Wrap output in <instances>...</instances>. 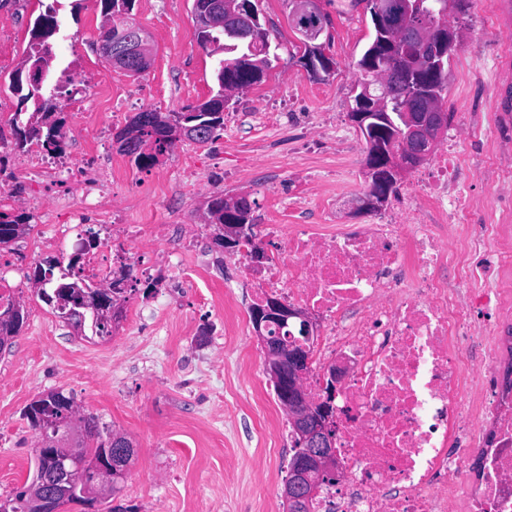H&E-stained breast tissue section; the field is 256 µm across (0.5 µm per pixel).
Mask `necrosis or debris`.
<instances>
[{"label":"necrosis or debris","mask_w":512,"mask_h":512,"mask_svg":"<svg viewBox=\"0 0 512 512\" xmlns=\"http://www.w3.org/2000/svg\"><path fill=\"white\" fill-rule=\"evenodd\" d=\"M457 162L440 150L411 203L377 224L267 225L279 247L246 270L257 296L317 316L311 396L326 397L332 372L342 375L339 478L310 512H512V380L500 375L512 337L499 330L512 318V226L493 214L475 233L461 223ZM50 176L76 182L77 205L54 225L30 214L33 263L47 237L69 238L84 280L124 289L123 269L143 264L140 240H164L168 225L123 224L100 208L115 178L93 162L72 165L40 142L20 151L0 142V209L29 199L24 182Z\"/></svg>","instance_id":"4bbe7bcc"}]
</instances>
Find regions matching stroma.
Masks as SVG:
<instances>
[{
  "mask_svg": "<svg viewBox=\"0 0 512 512\" xmlns=\"http://www.w3.org/2000/svg\"><path fill=\"white\" fill-rule=\"evenodd\" d=\"M193 0H135L133 21L149 31L153 63L131 78L98 47L102 0H61L53 69L78 61L91 78L84 104L97 147L75 133L74 113L54 111L72 134L70 160L97 156L119 164L112 203L124 223L172 224L175 234L144 248L166 269L162 287L141 279L120 301L110 337L75 330L37 295L17 289L27 320L0 354V498L33 474L39 436L23 416L33 399L54 390L80 413L125 433L135 454L112 498L97 512H286L282 490L293 455L287 413L265 372L250 319L254 290L238 249L220 247L209 204L246 197L254 235L266 252L269 224H374L412 191L414 173L376 210H355L368 190L367 144L350 122L357 66L373 24L351 0H321L330 20L331 74L312 76L301 60L289 0H258L259 16L279 58L263 81L233 95L224 127L207 143L181 141L158 162L137 167L113 143L145 109L164 114L196 104L216 84L212 56L192 38ZM39 0H0V118L6 132L19 110L10 76L28 57ZM460 39L448 61L444 109L452 119L441 144L459 158L453 178L470 200L468 223L512 213V0H468ZM494 120L496 141L482 130Z\"/></svg>",
  "mask_w": 512,
  "mask_h": 512,
  "instance_id": "stroma-1",
  "label": "stroma"
}]
</instances>
